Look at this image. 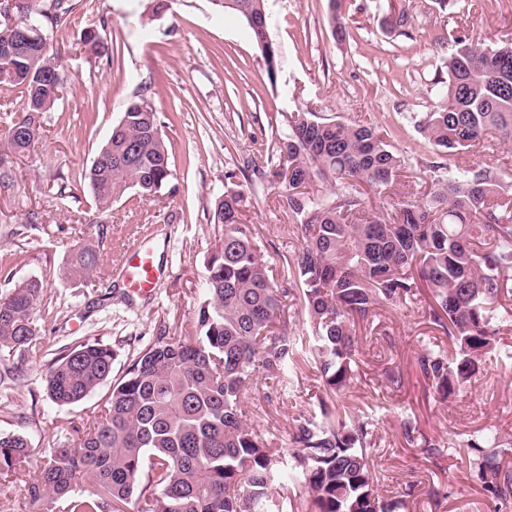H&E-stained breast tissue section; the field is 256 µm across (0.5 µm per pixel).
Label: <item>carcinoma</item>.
Masks as SVG:
<instances>
[{
	"label": "carcinoma",
	"mask_w": 512,
	"mask_h": 512,
	"mask_svg": "<svg viewBox=\"0 0 512 512\" xmlns=\"http://www.w3.org/2000/svg\"><path fill=\"white\" fill-rule=\"evenodd\" d=\"M217 2L243 18L274 77L265 36L251 22L266 13L265 0ZM8 6L0 0V85L20 90L22 108L3 112L0 191L12 187L13 158L43 137L67 83L50 34L72 10L65 0H30L28 32L36 41L20 45L9 32ZM418 127L449 154L490 133L511 147L512 42L483 48L458 40L439 100ZM271 157L301 236L294 261L274 277L239 220L244 192L225 188L211 211L218 240L196 330L177 335L159 323L155 339L115 380L108 344L81 342L52 358L45 383L53 403L80 402L108 381L112 389L92 426L49 435L43 467L23 471L32 451L26 434L0 433V475L22 477L35 512H124L130 503L138 512H273L285 474L302 488L288 512H395L373 469L374 424L333 401L356 381L357 330L374 323L377 307H398L424 292L426 319L456 353L450 360L439 350L418 352L416 373L443 401L471 383L501 328L512 325V310L500 304L512 298V197L504 196L498 167L436 164L424 196L373 215L363 186L380 194L396 183L401 157L379 128L313 112L286 116ZM170 176L158 113L139 94L98 148L84 183L105 212L130 190L158 196ZM102 261L100 250L77 247L67 275L86 278ZM43 292L42 281L29 279L0 300L1 356L32 353ZM290 297L307 313L302 337L288 325ZM301 360L316 365L325 396L319 412L295 420L292 451L282 457L248 420L245 398L261 381L287 389ZM384 382L394 391L405 387L393 367ZM399 429L428 460L448 447L463 453L488 501H512V465L497 431L428 438L410 417Z\"/></svg>",
	"instance_id": "obj_1"
}]
</instances>
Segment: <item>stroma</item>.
I'll return each instance as SVG.
<instances>
[{"label":"stroma","mask_w":512,"mask_h":512,"mask_svg":"<svg viewBox=\"0 0 512 512\" xmlns=\"http://www.w3.org/2000/svg\"><path fill=\"white\" fill-rule=\"evenodd\" d=\"M70 2L67 26L52 36L68 84L42 139L15 158L13 187L0 192V298L21 280L44 284L36 351L26 356L19 379L0 385V432L26 433L33 469L48 454L45 435L94 422L108 392L103 386L72 405L51 402L44 376L59 348L81 341L112 345L117 377L155 338L159 323L196 325L216 240L210 212L225 185L242 186L244 220L271 269L298 253L301 238L288 201L270 174L269 144L285 114L316 112L389 131L408 177L367 195L378 212L399 194L421 192L412 176L431 163L482 167L501 159L503 148L492 139L447 156L423 139L417 124L438 100L458 37L480 45L512 41V0H456L449 7L439 0H342L336 11L330 0H266L268 34L279 50L272 81L244 21L214 0H173L159 17L151 13L152 0ZM399 12L406 13V25L391 27L388 17ZM334 13L347 28L345 41L331 35ZM90 25L107 33L105 50L96 55L80 44ZM142 86L168 140L170 188L151 200L132 190L98 212L81 174ZM62 185L67 195L58 194ZM32 210L40 222L29 228ZM144 238L157 244L167 273L142 296L128 291L114 262ZM82 245L100 248V271L85 282L62 278L69 253ZM378 323L382 334L358 331L359 375L347 401L374 420L372 459L384 495L399 499L411 484L415 494L404 512H512V503L484 501L458 451L433 464L397 434L404 416L416 418L428 437L450 428L461 434L491 428L506 440L511 462L512 367L502 357L512 353V326L503 328L472 386L443 402L426 392L411 364L421 347L453 349L426 320L422 302L381 307ZM390 365L408 380L401 392L383 384ZM320 392V375L306 364L287 398L256 393L254 408L274 450L289 452L295 419L317 409Z\"/></svg>","instance_id":"obj_1"}]
</instances>
